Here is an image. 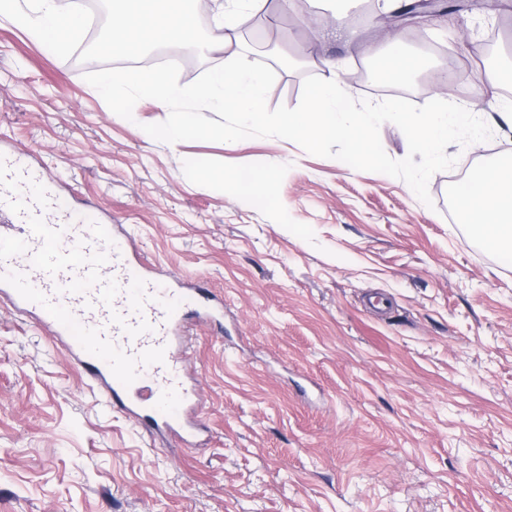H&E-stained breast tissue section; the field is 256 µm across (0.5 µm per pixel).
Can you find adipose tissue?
I'll return each instance as SVG.
<instances>
[{"mask_svg": "<svg viewBox=\"0 0 512 512\" xmlns=\"http://www.w3.org/2000/svg\"><path fill=\"white\" fill-rule=\"evenodd\" d=\"M268 0H217L218 33L212 50L221 51L230 40V18L265 11ZM0 16L24 30L33 40L50 45L55 52H68L85 22L79 0H32L22 9L17 0H0ZM195 16L183 0H122L112 17V34L105 50L122 56H137L151 44L179 46L194 40ZM471 113L454 109L430 115L428 120L407 124L409 140L421 149L447 141L459 127H471ZM205 181L229 185L236 193L250 194L264 203H274L268 190L273 175L268 171L217 169L207 161L195 164ZM459 213L470 224L485 250L493 254L512 252V161L473 170L456 195Z\"/></svg>", "mask_w": 512, "mask_h": 512, "instance_id": "1", "label": "adipose tissue"}]
</instances>
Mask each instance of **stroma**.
Wrapping results in <instances>:
<instances>
[{"mask_svg": "<svg viewBox=\"0 0 512 512\" xmlns=\"http://www.w3.org/2000/svg\"><path fill=\"white\" fill-rule=\"evenodd\" d=\"M356 6L270 0L224 51L192 46L179 81L243 54L275 72L268 107L293 108L331 58L353 99L383 101L355 82L375 28L343 42L313 23ZM491 27L512 46V0L403 30L434 45L421 72L443 56L457 71L454 91L411 102L467 105ZM91 31L59 54L0 19V141L62 179L73 210L122 225L158 283L201 279L223 298V334L196 323L184 363L206 431L191 448L147 431L0 299V512H512V255L486 252L454 202L473 169L512 156L494 108L512 93L478 113L490 140L447 147L457 162L426 205L401 179L286 139L151 138L167 111L143 99L127 122L85 81L131 64L89 56ZM196 157L271 170L276 206L199 180Z\"/></svg>", "mask_w": 512, "mask_h": 512, "instance_id": "stroma-1", "label": "stroma"}]
</instances>
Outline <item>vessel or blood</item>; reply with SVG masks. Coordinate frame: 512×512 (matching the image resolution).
<instances>
[{
  "label": "vessel or blood",
  "instance_id": "b4317fda",
  "mask_svg": "<svg viewBox=\"0 0 512 512\" xmlns=\"http://www.w3.org/2000/svg\"><path fill=\"white\" fill-rule=\"evenodd\" d=\"M0 297L35 312L113 406L183 441L197 437L196 391L177 355L191 316L217 321L203 288H161L123 236L76 220L24 154L0 153Z\"/></svg>",
  "mask_w": 512,
  "mask_h": 512
}]
</instances>
